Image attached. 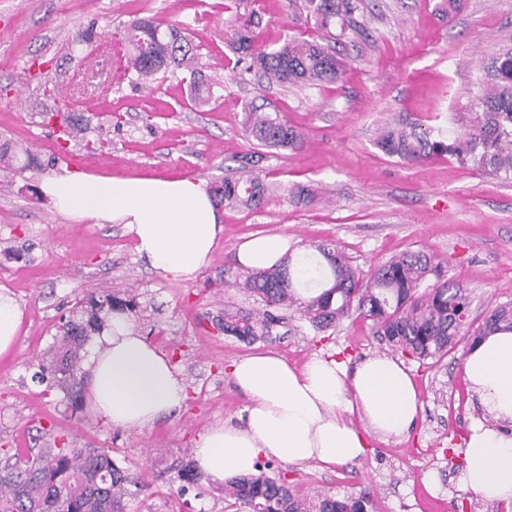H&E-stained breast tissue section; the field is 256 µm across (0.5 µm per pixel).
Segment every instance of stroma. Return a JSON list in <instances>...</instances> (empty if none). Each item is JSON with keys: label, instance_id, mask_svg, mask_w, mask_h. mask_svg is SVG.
<instances>
[{"label": "stroma", "instance_id": "35a3bbf8", "mask_svg": "<svg viewBox=\"0 0 512 512\" xmlns=\"http://www.w3.org/2000/svg\"><path fill=\"white\" fill-rule=\"evenodd\" d=\"M441 2L357 0L348 22L321 29L304 0H0V135L32 143L47 163L44 172L0 183V289L23 307L16 348L0 357L1 449L27 454L42 434L72 448H105L150 483L130 512H235L208 477L184 493L178 476L198 436L246 405L226 366L269 350L297 369L327 354L352 367L390 351L354 313L322 332L289 310L269 340L251 344L218 331L213 321L224 305L258 307L231 286L243 273L237 247L254 235L284 233L307 251L331 243L365 271L398 253L425 251L441 280L467 289L475 325L512 302V177L449 157L408 164L376 146L397 123L442 139L466 132L475 81L512 49V0H460L449 15ZM139 16L189 33L198 76L212 90L209 106L196 107L187 83L166 74L148 86L126 76L123 34ZM88 29L91 43L71 51ZM242 30L270 45L286 37L329 44L342 74L318 86L267 84L246 72L234 49ZM66 95L88 122V143L63 152L42 114ZM249 102L285 115L306 143L296 152L263 151L254 171L271 188L266 202L222 208L224 232L210 263L188 279L150 269L121 225L70 221L32 191L44 175L66 169L207 186L234 176L239 157L255 150L242 124ZM298 183L317 187L311 203L290 200ZM129 289L140 304L136 329L170 358L188 398L175 416L143 429L116 428L89 412L73 419L62 395L33 381L36 360L86 292ZM466 351L462 340L434 364L402 356L421 403L408 436L372 438L359 459L328 469L276 460L273 471L312 500L370 494L373 512H512L458 481L468 428L487 416L466 379ZM430 474L436 485L427 483Z\"/></svg>", "mask_w": 512, "mask_h": 512}]
</instances>
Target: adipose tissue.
<instances>
[{
  "label": "adipose tissue",
  "mask_w": 512,
  "mask_h": 512,
  "mask_svg": "<svg viewBox=\"0 0 512 512\" xmlns=\"http://www.w3.org/2000/svg\"><path fill=\"white\" fill-rule=\"evenodd\" d=\"M40 191L71 220L124 225L139 258L175 280L204 268L224 232L205 186L189 178L66 171L44 178ZM289 254L284 234L256 236L237 248L239 263L253 271L291 260L295 277L306 283L302 297L318 294L314 271ZM464 366L494 421L471 423L459 480L486 502L510 505L512 332L483 337L468 351ZM84 369L86 405L115 427L152 426L176 414L186 399L174 366L124 313L113 314L93 337ZM229 377L247 399L244 414L239 421L211 425L193 454L197 469L217 484L253 473L262 458L326 466L354 460L365 452L369 436L403 437L420 408L408 371L388 356L364 358L351 370L336 359L316 356L296 369L276 353L259 352L233 360ZM351 412L363 416L366 430L347 421Z\"/></svg>",
  "instance_id": "adipose-tissue-1"
}]
</instances>
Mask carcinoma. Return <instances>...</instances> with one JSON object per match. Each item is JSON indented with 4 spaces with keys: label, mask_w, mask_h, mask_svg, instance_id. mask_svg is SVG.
<instances>
[{
    "label": "carcinoma",
    "mask_w": 512,
    "mask_h": 512,
    "mask_svg": "<svg viewBox=\"0 0 512 512\" xmlns=\"http://www.w3.org/2000/svg\"><path fill=\"white\" fill-rule=\"evenodd\" d=\"M325 28L343 20L357 8L354 0H305ZM126 73L149 81L160 72L183 69L196 73L198 57L190 40L173 25L166 27L152 17L134 19L125 31ZM235 50L249 60L247 72L255 71L269 83L283 86L334 83L341 63L330 47L317 41L289 38L270 48L252 34L238 33ZM493 82L476 96L473 129L463 137L432 139L415 126L384 130L376 146L386 155L406 163L448 156L462 167L512 174V51L491 65ZM244 131L266 149L300 150L302 131L280 115L272 116L247 105ZM43 122L58 126L57 139L65 142L84 137L87 126L73 112H48ZM0 164L22 174L44 165L37 151L13 139H0ZM252 158L241 163L242 174L213 184L215 204L259 207L268 195L267 186L252 173ZM329 267L326 290L303 300L294 289L290 265L249 271L240 288L256 298L261 308L244 312L224 306L216 328L242 341H265L274 326L283 323V310L296 309L319 330H326L356 309L372 320L374 335L392 349L419 359L441 360L456 347L471 306L466 289L442 282L424 292L419 288L432 274L430 257L422 251L396 256L365 273L351 265L332 244L318 247ZM136 297L120 298L109 291H90L64 319L50 354L49 364L39 363L32 379L49 384L77 413L83 406V351L89 336L116 312L129 313ZM497 331H512V304L489 311L474 340ZM270 463L257 465L258 473L224 480V498L248 512H367L371 500L364 495L342 498L324 496L311 502L288 488L285 478L266 473ZM141 482L130 477L112 455L101 448H68L57 443L32 451L24 458L13 455L0 461V512H128L125 498L135 495Z\"/></svg>",
    "instance_id": "carcinoma-1"
}]
</instances>
